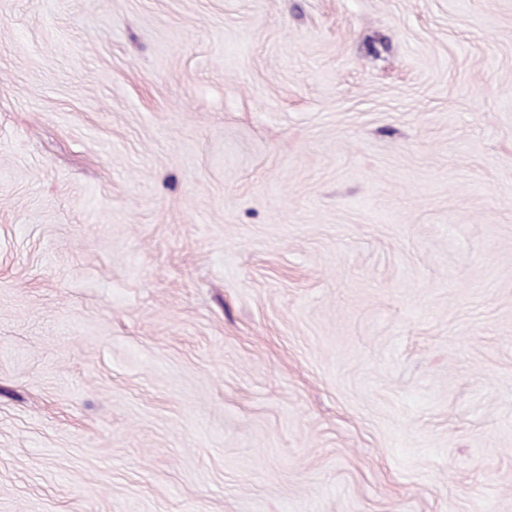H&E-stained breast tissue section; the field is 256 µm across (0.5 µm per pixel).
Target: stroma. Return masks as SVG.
<instances>
[{"mask_svg": "<svg viewBox=\"0 0 512 512\" xmlns=\"http://www.w3.org/2000/svg\"><path fill=\"white\" fill-rule=\"evenodd\" d=\"M0 512H512V0H0Z\"/></svg>", "mask_w": 512, "mask_h": 512, "instance_id": "stroma-1", "label": "stroma"}]
</instances>
